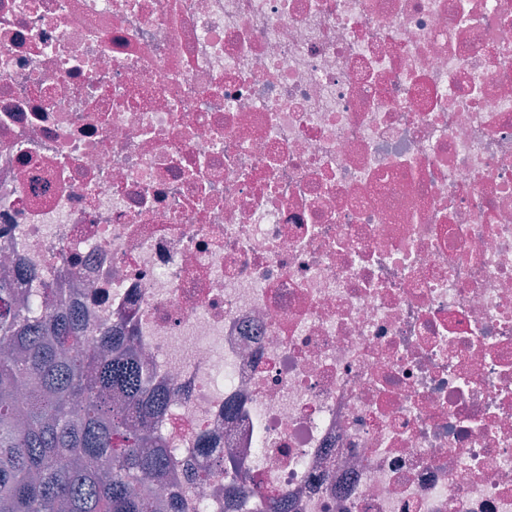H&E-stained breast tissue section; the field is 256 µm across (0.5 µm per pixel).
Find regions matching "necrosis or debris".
<instances>
[{
    "mask_svg": "<svg viewBox=\"0 0 512 512\" xmlns=\"http://www.w3.org/2000/svg\"><path fill=\"white\" fill-rule=\"evenodd\" d=\"M3 272L208 512H512V0H0ZM234 477L225 487L222 512H239L249 502V512H289L288 493L270 494L261 485L249 483L246 476Z\"/></svg>",
    "mask_w": 512,
    "mask_h": 512,
    "instance_id": "obj_1",
    "label": "necrosis or debris"
}]
</instances>
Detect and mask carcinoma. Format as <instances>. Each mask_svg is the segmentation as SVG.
<instances>
[{
	"label": "carcinoma",
	"instance_id": "obj_1",
	"mask_svg": "<svg viewBox=\"0 0 512 512\" xmlns=\"http://www.w3.org/2000/svg\"><path fill=\"white\" fill-rule=\"evenodd\" d=\"M0 512H190L158 491L181 478L169 438L149 427L172 401L146 383L131 338L108 331L83 350L79 314L54 298L38 310L0 278ZM288 512L244 476L224 510Z\"/></svg>",
	"mask_w": 512,
	"mask_h": 512
}]
</instances>
